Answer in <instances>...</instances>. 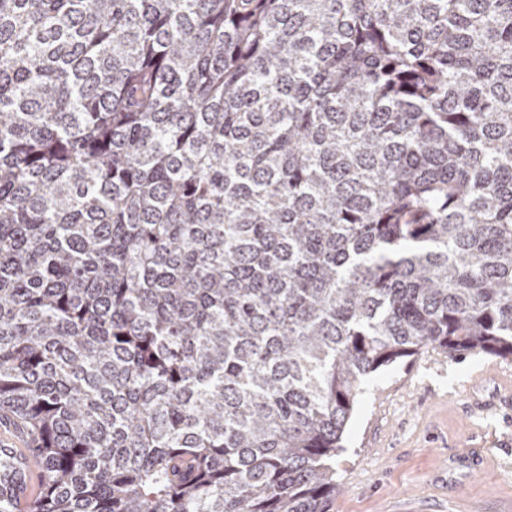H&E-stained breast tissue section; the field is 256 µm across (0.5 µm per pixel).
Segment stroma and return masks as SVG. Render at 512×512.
<instances>
[{"mask_svg":"<svg viewBox=\"0 0 512 512\" xmlns=\"http://www.w3.org/2000/svg\"><path fill=\"white\" fill-rule=\"evenodd\" d=\"M361 388L328 512H512V357L427 349Z\"/></svg>","mask_w":512,"mask_h":512,"instance_id":"obj_1","label":"stroma"}]
</instances>
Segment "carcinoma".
<instances>
[{
	"label": "carcinoma",
	"instance_id": "carcinoma-1",
	"mask_svg": "<svg viewBox=\"0 0 512 512\" xmlns=\"http://www.w3.org/2000/svg\"><path fill=\"white\" fill-rule=\"evenodd\" d=\"M428 347L512 357V0H0V512H327Z\"/></svg>",
	"mask_w": 512,
	"mask_h": 512
}]
</instances>
